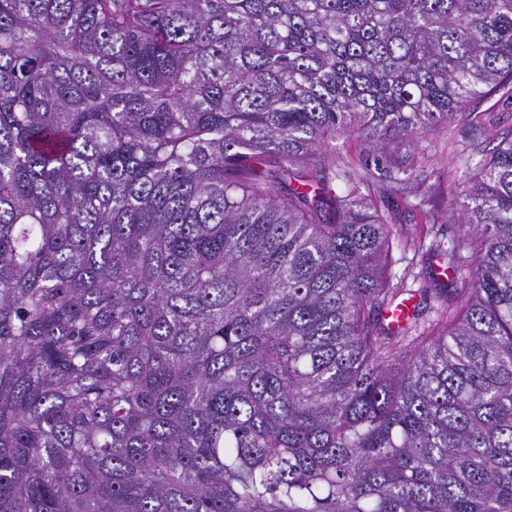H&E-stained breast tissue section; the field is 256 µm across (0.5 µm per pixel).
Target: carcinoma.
Instances as JSON below:
<instances>
[{"mask_svg":"<svg viewBox=\"0 0 512 512\" xmlns=\"http://www.w3.org/2000/svg\"><path fill=\"white\" fill-rule=\"evenodd\" d=\"M500 91L512 0H0V512H512V138L451 290L326 179ZM392 261L389 273L394 285H400L402 282L405 288L414 290L421 288H454L449 282L450 276L448 278L444 275H437L439 271L437 268L438 260H427L426 256H423L420 252L415 253L412 248L404 249L402 245L394 247ZM430 269H432V273ZM429 276H433L436 279L435 284L439 282L441 286H434Z\"/></svg>","mask_w":512,"mask_h":512,"instance_id":"1","label":"carcinoma"}]
</instances>
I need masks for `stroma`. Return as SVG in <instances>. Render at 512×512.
Here are the masks:
<instances>
[{"mask_svg":"<svg viewBox=\"0 0 512 512\" xmlns=\"http://www.w3.org/2000/svg\"><path fill=\"white\" fill-rule=\"evenodd\" d=\"M467 109L479 113L480 129L473 131L461 123L441 127L425 134L417 143L400 147L395 155L356 135L338 136L329 146L336 154V175L329 180L330 188L343 193L350 178L369 172L370 179L362 185L361 192L371 200L384 222L393 225L399 238L448 239L453 231L451 224L424 223L420 211L388 191L387 186L395 173L396 156H403L417 177L420 195L429 197L436 210L447 212L454 190L502 139L512 137V99L505 94L473 100ZM389 273L393 283L414 290L432 287L436 282L445 288L450 285L443 275L431 280L426 256L400 246L392 250Z\"/></svg>","mask_w":512,"mask_h":512,"instance_id":"obj_1","label":"stroma"}]
</instances>
